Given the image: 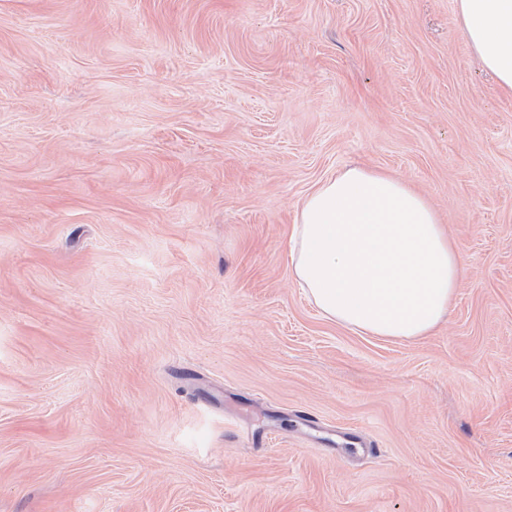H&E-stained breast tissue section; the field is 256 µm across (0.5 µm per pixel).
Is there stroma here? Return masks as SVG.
Segmentation results:
<instances>
[{"label":"stroma","mask_w":512,"mask_h":512,"mask_svg":"<svg viewBox=\"0 0 512 512\" xmlns=\"http://www.w3.org/2000/svg\"><path fill=\"white\" fill-rule=\"evenodd\" d=\"M354 165L458 244L431 335L294 281ZM0 512H512V97L456 0H0Z\"/></svg>","instance_id":"obj_1"}]
</instances>
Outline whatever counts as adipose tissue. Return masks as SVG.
Here are the masks:
<instances>
[{
    "instance_id": "obj_1",
    "label": "adipose tissue",
    "mask_w": 512,
    "mask_h": 512,
    "mask_svg": "<svg viewBox=\"0 0 512 512\" xmlns=\"http://www.w3.org/2000/svg\"><path fill=\"white\" fill-rule=\"evenodd\" d=\"M465 37L498 90L512 96V0H457ZM293 277L326 320L389 340L428 335L463 278L460 251L426 197L355 166L297 207Z\"/></svg>"
}]
</instances>
